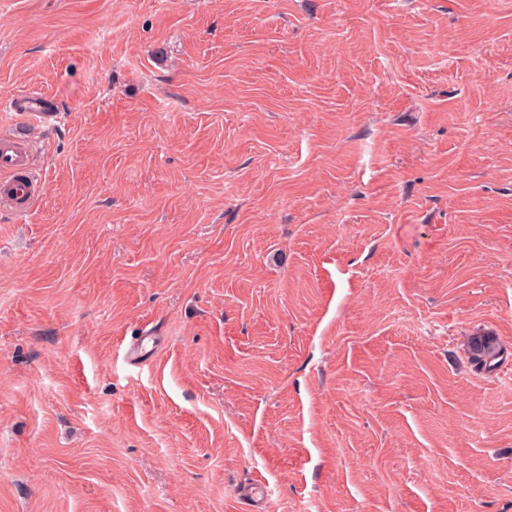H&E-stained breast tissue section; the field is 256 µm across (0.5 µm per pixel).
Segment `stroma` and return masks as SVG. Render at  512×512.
<instances>
[{
  "mask_svg": "<svg viewBox=\"0 0 512 512\" xmlns=\"http://www.w3.org/2000/svg\"><path fill=\"white\" fill-rule=\"evenodd\" d=\"M5 131L0 512H512V0H0ZM15 101L23 102L24 107L20 110V112H24V117L30 119L33 122L50 125L58 118V114L55 112L42 111L40 105L41 97L39 94L34 92H22L16 98L12 99L10 108L14 107ZM30 162L28 157L18 146L17 136H0V172L14 174L18 170L28 169ZM35 198L32 181L28 177L16 179L11 183L7 202L15 212L20 213L29 209Z\"/></svg>",
  "mask_w": 512,
  "mask_h": 512,
  "instance_id": "stroma-1",
  "label": "stroma"
}]
</instances>
